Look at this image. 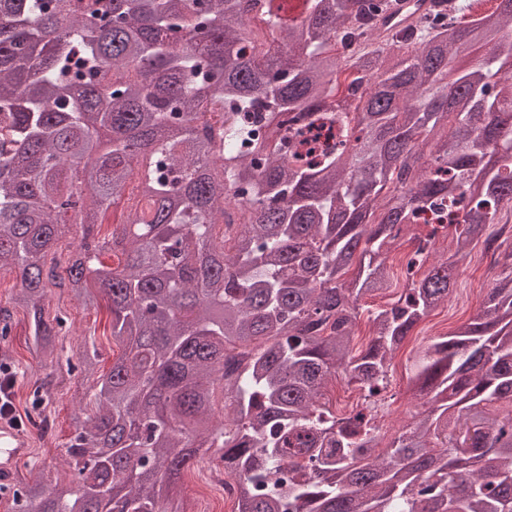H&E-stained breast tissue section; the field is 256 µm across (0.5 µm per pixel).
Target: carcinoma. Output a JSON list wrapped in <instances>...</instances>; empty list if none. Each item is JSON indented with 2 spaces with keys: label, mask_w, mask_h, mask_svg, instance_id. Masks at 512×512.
Listing matches in <instances>:
<instances>
[{
  "label": "carcinoma",
  "mask_w": 512,
  "mask_h": 512,
  "mask_svg": "<svg viewBox=\"0 0 512 512\" xmlns=\"http://www.w3.org/2000/svg\"><path fill=\"white\" fill-rule=\"evenodd\" d=\"M274 2L0 0V271L19 281L0 335L22 309L52 355L51 284L106 299L119 348L101 375L97 350L81 363L77 492L21 479L13 512H182L166 482L211 451L237 512H512V414L485 411L512 403V243L477 313L421 351L422 409L388 448L367 409L320 402L338 369L387 389L453 285L450 258L415 278L425 246L489 247L512 211V0H441L380 41L388 0H303L286 21ZM450 201L352 354L401 233Z\"/></svg>",
  "instance_id": "carcinoma-1"
}]
</instances>
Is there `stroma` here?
<instances>
[{"instance_id": "stroma-1", "label": "stroma", "mask_w": 512, "mask_h": 512, "mask_svg": "<svg viewBox=\"0 0 512 512\" xmlns=\"http://www.w3.org/2000/svg\"><path fill=\"white\" fill-rule=\"evenodd\" d=\"M482 255V248L477 246L472 249L470 258L460 262L450 298L447 304L432 313L433 321L453 327L468 318V311L457 306L463 289L489 287L497 273L496 268L482 263ZM49 297L51 312L61 313L66 319L55 338L56 361H45L41 353L27 343L25 322H18L6 342L13 351L18 412L29 415L41 403L52 423V436L48 439L31 424H24L23 429L31 439V454L19 465V473L26 480L39 479L67 490L75 485V477L65 463V445L74 434L73 417L78 412L90 414L94 411L89 384L80 373L79 363L86 349L94 347L100 353L101 371H109L113 344L109 334L110 313L106 306L83 308L66 291L56 287L52 288ZM58 374L65 376V384L53 394H45L40 387L41 381ZM222 479L212 462L206 460L176 479L171 485V494L195 512H233L234 502L225 500L221 492Z\"/></svg>"}]
</instances>
